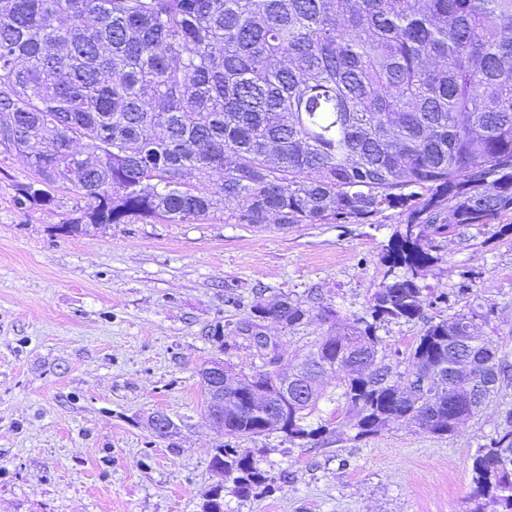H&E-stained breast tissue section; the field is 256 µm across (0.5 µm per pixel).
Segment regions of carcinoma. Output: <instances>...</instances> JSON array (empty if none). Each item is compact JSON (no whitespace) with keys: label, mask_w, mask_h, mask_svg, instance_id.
I'll list each match as a JSON object with an SVG mask.
<instances>
[{"label":"carcinoma","mask_w":512,"mask_h":512,"mask_svg":"<svg viewBox=\"0 0 512 512\" xmlns=\"http://www.w3.org/2000/svg\"><path fill=\"white\" fill-rule=\"evenodd\" d=\"M82 150H73V143ZM33 181L19 206L64 188L91 226L198 221L371 224L404 216L366 315L332 322L302 362L304 397L276 418L254 403L270 360L224 385V434L330 433L305 424L323 367L341 378L356 437L404 419L444 436L512 384V363L474 333L494 309L437 322L419 271L450 230L512 211V0H0V148ZM213 169L219 183H201ZM304 302L254 292L240 326L303 323ZM424 321L396 371L378 330ZM241 498L271 478L226 443ZM476 505L512 512V408L473 455Z\"/></svg>","instance_id":"carcinoma-1"}]
</instances>
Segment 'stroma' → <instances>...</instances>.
Wrapping results in <instances>:
<instances>
[{
	"label": "stroma",
	"instance_id": "stroma-1",
	"mask_svg": "<svg viewBox=\"0 0 512 512\" xmlns=\"http://www.w3.org/2000/svg\"><path fill=\"white\" fill-rule=\"evenodd\" d=\"M31 176L24 157L0 149V512H202L219 483L224 512H464L472 456L512 407V386L451 435L396 422L360 439L330 375L306 419L330 428L324 441L236 439L271 477L269 493L239 498L212 468L226 437L204 412L200 369L220 358L249 374L262 361L240 335L220 348L210 325L247 317L259 288L270 300L314 291L342 317L365 315L396 211L285 230L228 224L217 212L65 234L81 201L61 188L52 205L18 207L15 186ZM435 244L420 283L448 304L426 316L463 310L471 288L496 306L481 334L512 358V212ZM230 290L241 306L225 304ZM328 329L315 309L293 329L265 323L286 368ZM157 412L176 423L173 436L154 434Z\"/></svg>",
	"mask_w": 512,
	"mask_h": 512
}]
</instances>
